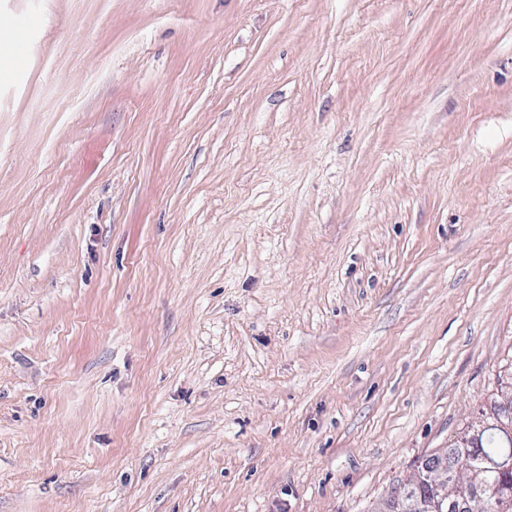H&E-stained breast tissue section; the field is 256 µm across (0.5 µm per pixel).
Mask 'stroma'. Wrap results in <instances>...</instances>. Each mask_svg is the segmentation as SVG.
Returning <instances> with one entry per match:
<instances>
[{
  "label": "stroma",
  "mask_w": 512,
  "mask_h": 512,
  "mask_svg": "<svg viewBox=\"0 0 512 512\" xmlns=\"http://www.w3.org/2000/svg\"><path fill=\"white\" fill-rule=\"evenodd\" d=\"M511 355L512 0H0V512H373ZM10 23L16 36L13 45L14 52L18 57L22 58L28 49L31 32L30 19L24 15H17L11 19Z\"/></svg>",
  "instance_id": "obj_1"
}]
</instances>
